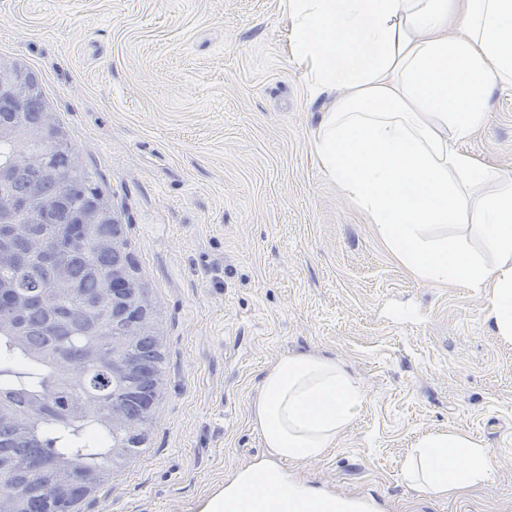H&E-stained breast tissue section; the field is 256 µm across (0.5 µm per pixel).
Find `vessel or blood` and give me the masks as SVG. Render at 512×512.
<instances>
[{
	"label": "vessel or blood",
	"instance_id": "1",
	"mask_svg": "<svg viewBox=\"0 0 512 512\" xmlns=\"http://www.w3.org/2000/svg\"><path fill=\"white\" fill-rule=\"evenodd\" d=\"M376 498L362 495L346 497L314 493L298 499L284 497L280 487L268 485L243 489L224 503V512H377Z\"/></svg>",
	"mask_w": 512,
	"mask_h": 512
}]
</instances>
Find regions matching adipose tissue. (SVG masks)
I'll list each match as a JSON object with an SVG mask.
<instances>
[{
	"label": "adipose tissue",
	"mask_w": 512,
	"mask_h": 512,
	"mask_svg": "<svg viewBox=\"0 0 512 512\" xmlns=\"http://www.w3.org/2000/svg\"><path fill=\"white\" fill-rule=\"evenodd\" d=\"M293 57L321 117L310 145L325 173L417 278L483 288L498 333L512 336V180L460 148L487 118L493 88H512V0H285ZM494 183L476 206L463 186ZM468 220L484 246L436 237ZM492 261H485V254ZM365 395L332 360L279 358L266 371L255 423L278 460L323 454ZM412 480L447 496L482 483L490 453L460 433L415 448Z\"/></svg>",
	"instance_id": "obj_1"
}]
</instances>
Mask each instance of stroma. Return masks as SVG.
<instances>
[{
    "instance_id": "stroma-1",
    "label": "stroma",
    "mask_w": 512,
    "mask_h": 512,
    "mask_svg": "<svg viewBox=\"0 0 512 512\" xmlns=\"http://www.w3.org/2000/svg\"><path fill=\"white\" fill-rule=\"evenodd\" d=\"M284 0H0V55L39 71L126 227L160 310L153 441L85 512H199L269 458L253 405L285 355L336 360L366 395L289 483L385 512H512V339L485 290L413 276L322 170ZM465 149L512 179V89ZM457 431L491 473L449 497L409 481L418 439Z\"/></svg>"
}]
</instances>
